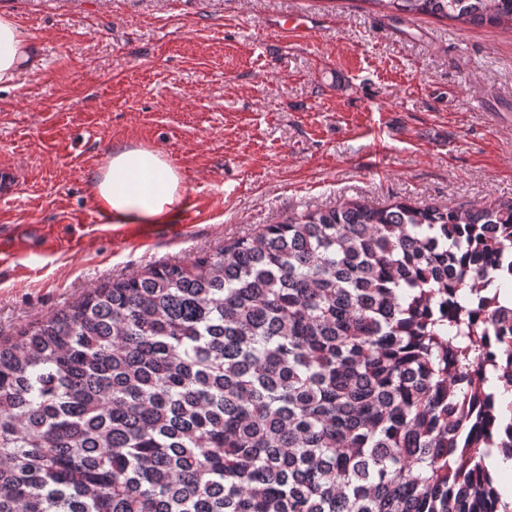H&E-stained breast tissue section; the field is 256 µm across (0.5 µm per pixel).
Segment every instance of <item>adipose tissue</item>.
Wrapping results in <instances>:
<instances>
[{
  "mask_svg": "<svg viewBox=\"0 0 512 512\" xmlns=\"http://www.w3.org/2000/svg\"><path fill=\"white\" fill-rule=\"evenodd\" d=\"M33 62L30 35L13 17L0 15V84L11 83ZM94 190L102 213L116 224H166L189 204L178 169L143 146L113 151Z\"/></svg>",
  "mask_w": 512,
  "mask_h": 512,
  "instance_id": "obj_1",
  "label": "adipose tissue"
}]
</instances>
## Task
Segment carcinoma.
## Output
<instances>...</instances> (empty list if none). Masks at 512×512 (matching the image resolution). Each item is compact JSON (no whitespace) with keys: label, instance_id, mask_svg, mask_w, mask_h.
<instances>
[{"label":"carcinoma","instance_id":"cac0c4a2","mask_svg":"<svg viewBox=\"0 0 512 512\" xmlns=\"http://www.w3.org/2000/svg\"><path fill=\"white\" fill-rule=\"evenodd\" d=\"M512 26V0H368ZM512 205L365 202L116 278L0 341V512H512L487 344ZM487 464L498 481L503 500L512 503V458L507 459L501 453L494 452Z\"/></svg>","mask_w":512,"mask_h":512}]
</instances>
